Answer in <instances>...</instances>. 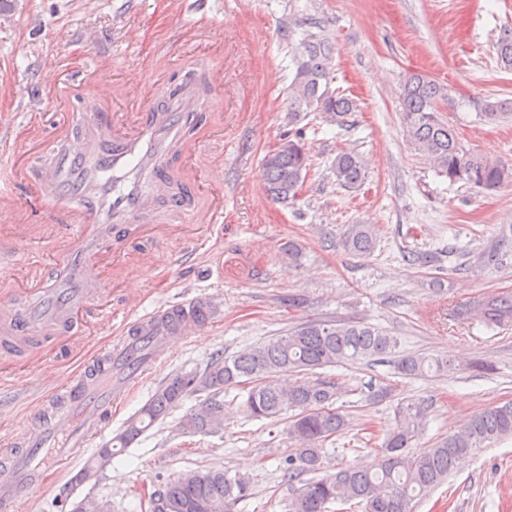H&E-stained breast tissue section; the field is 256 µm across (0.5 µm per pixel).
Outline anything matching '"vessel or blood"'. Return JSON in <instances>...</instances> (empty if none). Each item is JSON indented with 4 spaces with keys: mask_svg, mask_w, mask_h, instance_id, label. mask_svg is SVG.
<instances>
[{
    "mask_svg": "<svg viewBox=\"0 0 512 512\" xmlns=\"http://www.w3.org/2000/svg\"><path fill=\"white\" fill-rule=\"evenodd\" d=\"M196 74L160 84L140 73L125 111L110 112V94L94 76L83 82L79 103L83 133L41 165L30 149L43 145L40 119L0 128V155L11 164L12 183H0V254L7 245L42 242L39 261L14 254L0 277V385L16 373H38L39 356L17 358L31 330L49 336L58 350L80 359L79 373L63 386L47 383L26 422L34 436L17 432L14 453L0 464V512H16L30 493L45 486L112 418V408L164 361L175 340L195 335L224 313L221 299L207 294L170 301L125 321L112 347L89 343L112 309L121 283L106 270L120 263L129 245L169 238L208 240L210 225L224 214V190L216 188L203 224L195 223L197 179L191 162L200 139L188 136L200 121L203 92L218 93ZM47 209L42 224L29 223L16 184ZM185 212V224H144L141 215L159 203Z\"/></svg>",
    "mask_w": 512,
    "mask_h": 512,
    "instance_id": "vessel-or-blood-1",
    "label": "vessel or blood"
}]
</instances>
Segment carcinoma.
<instances>
[{
	"mask_svg": "<svg viewBox=\"0 0 512 512\" xmlns=\"http://www.w3.org/2000/svg\"><path fill=\"white\" fill-rule=\"evenodd\" d=\"M334 45L315 34L305 36L294 54L296 71L288 88V112L299 116L318 112L329 124L344 125L355 104L352 98L334 92L332 59ZM501 69L512 71V30L505 29L497 42ZM449 88L421 73L406 75L401 83L403 127L414 149L451 183L494 190L512 183V164L490 160L464 150L456 131L441 117V104L449 100ZM482 116L488 121L512 117V99L488 100ZM307 155L298 141L288 140L263 159L262 176L268 195L277 202L295 198L307 168ZM336 181L359 185L367 164L352 149L336 155ZM512 243L504 236L483 253L485 265L502 266L512 260ZM343 246L357 256L369 255L375 247L373 228L353 224ZM457 321L479 320L489 327L512 323V294L488 293L449 308ZM399 340L390 333L356 321H308L246 347L230 357L219 355L200 372L197 408L184 414L178 428L183 434H219L224 431V399L228 388L241 387L246 397L244 414L255 420L280 421L294 412L288 434L298 448L283 468V477L306 480L289 504V512H328V505L355 501L363 512H410V503L427 495L447 480L458 462L471 452L503 437L512 436V402L489 406L475 413L459 430L440 438L423 454L407 448L422 431L427 406L402 402L395 408V424L387 429L379 460L373 468L345 466L321 474L323 445L348 425L336 408L342 386L330 378H312L317 369L343 366L361 360L393 363L403 377L451 368L444 357L400 355ZM188 373L168 378L152 398L132 417L113 442L97 450L84 471L94 477L112 463L114 444L126 448L154 424L165 420L194 390L187 388ZM252 482L245 475L231 476L219 469L188 468L148 496V512H225L227 505L251 495Z\"/></svg>",
	"mask_w": 512,
	"mask_h": 512,
	"instance_id": "cac0c4a2",
	"label": "carcinoma"
}]
</instances>
